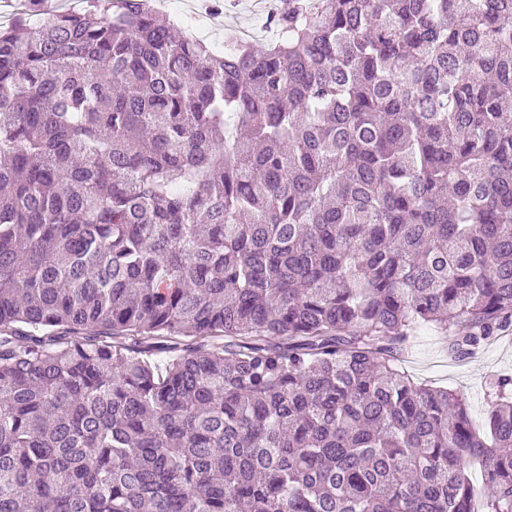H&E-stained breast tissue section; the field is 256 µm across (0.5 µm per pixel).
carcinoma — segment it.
<instances>
[{
  "instance_id": "carcinoma-1",
  "label": "carcinoma",
  "mask_w": 512,
  "mask_h": 512,
  "mask_svg": "<svg viewBox=\"0 0 512 512\" xmlns=\"http://www.w3.org/2000/svg\"><path fill=\"white\" fill-rule=\"evenodd\" d=\"M267 23L0 27V512H512V375L394 366L512 329V0ZM226 7L217 23L200 27L197 36L207 44L220 48L229 34L241 35L243 30L250 33L257 43L272 38V32L265 25L266 2L261 0H224ZM235 1V2H234ZM235 3V4H234ZM448 334L433 325H420L399 351L397 368L415 382L460 392L472 423L482 429L492 406L493 383L512 374V329L464 360L448 355Z\"/></svg>"
}]
</instances>
